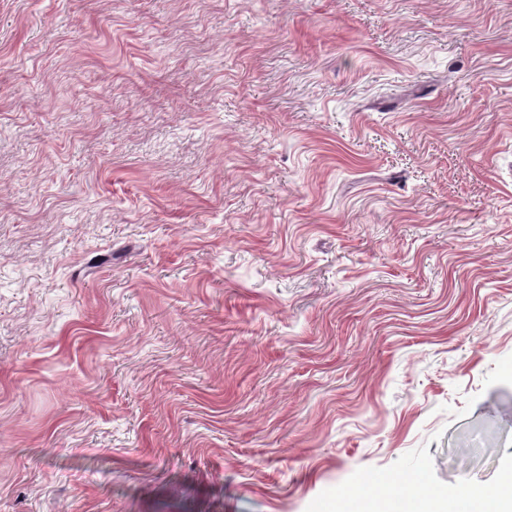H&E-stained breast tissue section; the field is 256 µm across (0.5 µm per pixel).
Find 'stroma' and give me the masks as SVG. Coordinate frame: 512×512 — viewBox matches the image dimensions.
Returning a JSON list of instances; mask_svg holds the SVG:
<instances>
[{
    "mask_svg": "<svg viewBox=\"0 0 512 512\" xmlns=\"http://www.w3.org/2000/svg\"><path fill=\"white\" fill-rule=\"evenodd\" d=\"M370 472H512V0H0V512Z\"/></svg>",
    "mask_w": 512,
    "mask_h": 512,
    "instance_id": "1",
    "label": "stroma"
}]
</instances>
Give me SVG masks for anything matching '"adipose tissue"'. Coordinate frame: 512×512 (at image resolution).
Returning <instances> with one entry per match:
<instances>
[{
	"label": "adipose tissue",
	"mask_w": 512,
	"mask_h": 512,
	"mask_svg": "<svg viewBox=\"0 0 512 512\" xmlns=\"http://www.w3.org/2000/svg\"><path fill=\"white\" fill-rule=\"evenodd\" d=\"M406 512H512V474L476 492L456 490L444 496L408 495Z\"/></svg>",
	"instance_id": "obj_1"
}]
</instances>
